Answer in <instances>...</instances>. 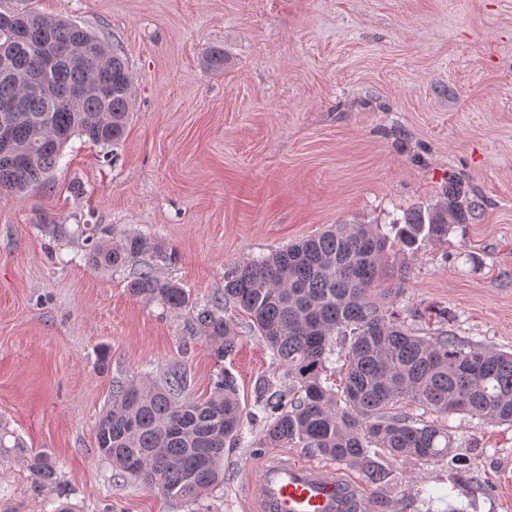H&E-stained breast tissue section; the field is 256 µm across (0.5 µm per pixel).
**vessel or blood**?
<instances>
[{"label":"vessel or blood","mask_w":512,"mask_h":512,"mask_svg":"<svg viewBox=\"0 0 512 512\" xmlns=\"http://www.w3.org/2000/svg\"><path fill=\"white\" fill-rule=\"evenodd\" d=\"M257 512H365L360 487L336 470L268 459L254 485Z\"/></svg>","instance_id":"obj_1"}]
</instances>
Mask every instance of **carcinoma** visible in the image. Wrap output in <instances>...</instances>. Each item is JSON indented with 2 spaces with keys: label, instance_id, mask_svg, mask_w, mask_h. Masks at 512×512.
Listing matches in <instances>:
<instances>
[{
  "label": "carcinoma",
  "instance_id": "cac0c4a2",
  "mask_svg": "<svg viewBox=\"0 0 512 512\" xmlns=\"http://www.w3.org/2000/svg\"><path fill=\"white\" fill-rule=\"evenodd\" d=\"M40 33L57 48L84 47L81 60L49 62L30 41ZM15 49L14 68L0 70V124L8 122L17 152L0 155V190L24 194L46 183L65 145L81 136L98 146L118 142L130 115L132 74L124 57L79 25L36 11L0 12V47ZM75 86L87 92L67 97ZM461 183L451 181L442 204L412 208L393 219L395 239L373 224H332L224 275V291L196 309L195 324L211 344L219 371L209 396L196 399L187 368L160 380L132 378L112 386V408L96 430L97 449L112 467L149 489L190 504L224 484V449L239 444L247 420L236 379L223 367L239 343L226 306L242 310L286 370L288 385L256 383V403L267 428L261 447L284 444L358 466L385 488L394 470L380 461L451 456L448 431L401 410L405 401L432 412L464 414L480 422L512 424V354L465 342L441 330L419 336L395 307L405 272L388 265V251L414 253L425 241H445L452 226L475 211ZM151 253L167 255L148 238L99 240L88 259L117 270ZM132 295L176 310L189 303L179 284L143 266L128 284ZM343 362L342 386L325 375ZM34 484L52 483L57 465L33 458Z\"/></svg>",
  "mask_w": 512,
  "mask_h": 512
}]
</instances>
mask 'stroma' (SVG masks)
<instances>
[{
	"label": "stroma",
	"instance_id": "obj_1",
	"mask_svg": "<svg viewBox=\"0 0 512 512\" xmlns=\"http://www.w3.org/2000/svg\"><path fill=\"white\" fill-rule=\"evenodd\" d=\"M121 53L132 74L122 140L72 137L48 186L0 191V512H50L35 453L58 463L73 512H256L263 421L224 452L225 478L186 504L115 477L95 445L113 382L186 364L207 396L217 368L194 305L224 275L331 224L390 223L459 177L480 214L447 242L396 253L403 318L512 352V0H36ZM221 52L223 66L210 63ZM51 224L69 234L48 233ZM141 233L188 307L131 296L136 265L95 270L84 229ZM224 366L241 401L283 369L237 309ZM460 443L447 461H390L381 489L342 466L369 512H512V426L408 402ZM60 485V486H61ZM432 507H425V500Z\"/></svg>",
	"mask_w": 512,
	"mask_h": 512
}]
</instances>
